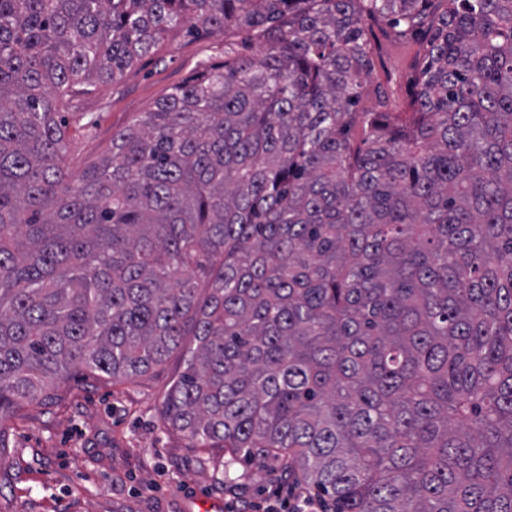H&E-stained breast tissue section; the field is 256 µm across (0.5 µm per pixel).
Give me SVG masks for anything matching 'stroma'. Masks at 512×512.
Masks as SVG:
<instances>
[{
    "mask_svg": "<svg viewBox=\"0 0 512 512\" xmlns=\"http://www.w3.org/2000/svg\"><path fill=\"white\" fill-rule=\"evenodd\" d=\"M367 30L372 82L391 110L405 111L426 44L380 19L368 22ZM245 52L258 54L259 47L244 46L241 34L178 28L116 80L62 93V112H82L90 120L67 128L70 171L80 173L107 156L113 134L202 66ZM182 368V356L173 355L139 385L95 381L74 370L60 383L57 404L17 409L0 425L6 431L0 512H220L239 499L265 501L282 476L279 462L242 456L231 462L218 448L205 454L168 427L163 396Z\"/></svg>",
    "mask_w": 512,
    "mask_h": 512,
    "instance_id": "35a3bbf8",
    "label": "stroma"
}]
</instances>
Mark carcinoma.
I'll use <instances>...</instances> for the list:
<instances>
[{"instance_id":"1","label":"carcinoma","mask_w":512,"mask_h":512,"mask_svg":"<svg viewBox=\"0 0 512 512\" xmlns=\"http://www.w3.org/2000/svg\"><path fill=\"white\" fill-rule=\"evenodd\" d=\"M365 17L427 41L406 118L353 111ZM184 26L261 54L70 172L56 93ZM175 353L194 448L337 512H512V0H0V423Z\"/></svg>"}]
</instances>
